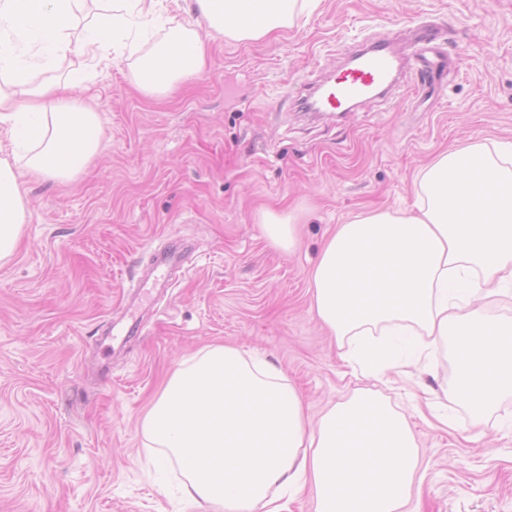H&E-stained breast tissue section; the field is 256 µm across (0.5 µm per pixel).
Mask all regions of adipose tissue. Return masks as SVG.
<instances>
[{"label":"adipose tissue","instance_id":"1","mask_svg":"<svg viewBox=\"0 0 512 512\" xmlns=\"http://www.w3.org/2000/svg\"><path fill=\"white\" fill-rule=\"evenodd\" d=\"M318 2L191 0V10L241 42L290 27ZM178 8L179 0H0V135L12 146L11 158L0 157V261L13 256L26 222L22 175L71 181L100 147L98 113L74 96L82 69L31 84L20 44L55 64L77 53L107 61L128 50L131 31ZM206 60L195 31L175 26L139 59L136 85L147 96L170 93ZM419 179L411 208L366 210L337 225L311 270V306L361 375L416 366L456 337L455 377L444 403L426 409L444 428L452 405L482 423L512 394V319L465 305L512 288V144L448 149ZM142 431L185 473V512L217 502L227 512H287L306 487L316 512H419L417 445L404 413L361 393L308 424L283 372L231 345L176 369Z\"/></svg>","mask_w":512,"mask_h":512}]
</instances>
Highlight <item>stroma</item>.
I'll use <instances>...</instances> for the list:
<instances>
[{
    "mask_svg": "<svg viewBox=\"0 0 512 512\" xmlns=\"http://www.w3.org/2000/svg\"><path fill=\"white\" fill-rule=\"evenodd\" d=\"M434 23L453 66L441 88L371 98L342 114L300 111L286 87L344 64L345 49ZM199 77L141 94L134 53L96 67L80 100L102 144L84 175L25 178L27 222L0 262V512H183L187 478L158 472L142 419L200 349L229 343L283 370L311 420L353 394L409 411L442 392L446 350L389 384L347 375L310 310L309 273L336 225L367 208L412 206L419 171L448 146L512 141V0H320L278 36L224 39L206 25ZM293 212L282 249L259 229ZM188 258L142 285L155 251ZM456 432L410 423L426 468L422 512H512V397Z\"/></svg>",
    "mask_w": 512,
    "mask_h": 512,
    "instance_id": "35a3bbf8",
    "label": "stroma"
}]
</instances>
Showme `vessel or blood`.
<instances>
[{"instance_id": "vessel-or-blood-1", "label": "vessel or blood", "mask_w": 512, "mask_h": 512, "mask_svg": "<svg viewBox=\"0 0 512 512\" xmlns=\"http://www.w3.org/2000/svg\"><path fill=\"white\" fill-rule=\"evenodd\" d=\"M444 70L445 60L435 47L416 45L400 52L394 48L390 34L385 33L364 49L351 53L336 75L300 86L295 99L319 112H344L350 102L371 89L390 91L398 75L409 71L415 75L418 92H428Z\"/></svg>"}]
</instances>
